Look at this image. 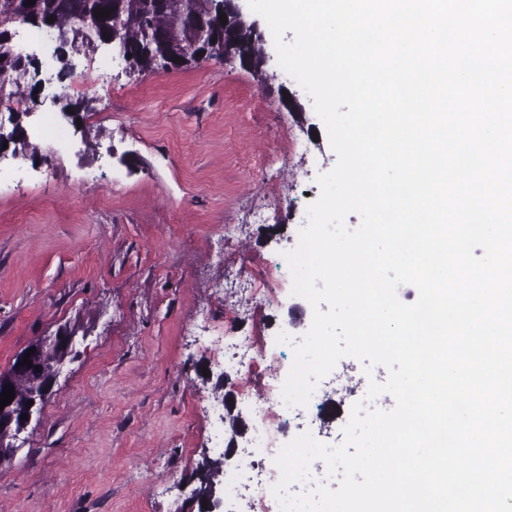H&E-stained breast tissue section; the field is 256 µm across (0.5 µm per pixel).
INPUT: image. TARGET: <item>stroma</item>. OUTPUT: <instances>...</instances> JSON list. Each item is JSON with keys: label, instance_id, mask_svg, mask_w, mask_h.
<instances>
[{"label": "stroma", "instance_id": "35a3bbf8", "mask_svg": "<svg viewBox=\"0 0 512 512\" xmlns=\"http://www.w3.org/2000/svg\"><path fill=\"white\" fill-rule=\"evenodd\" d=\"M256 24L264 84L221 57L103 72L102 50L73 54L75 72L42 71L98 93L19 96L35 150L0 181V372L59 327L79 343L0 465V512H198L204 459L232 441L225 470L247 468L253 403L224 348L264 338L271 370L287 374L276 336L300 337L313 312L272 265L296 248L317 178L337 162L310 96ZM51 113L65 147L43 132ZM270 278L273 298L255 302L254 284ZM216 398L241 414L236 437Z\"/></svg>", "mask_w": 512, "mask_h": 512}]
</instances>
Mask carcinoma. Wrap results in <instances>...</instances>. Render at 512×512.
I'll list each match as a JSON object with an SVG mask.
<instances>
[{"label": "carcinoma", "instance_id": "carcinoma-1", "mask_svg": "<svg viewBox=\"0 0 512 512\" xmlns=\"http://www.w3.org/2000/svg\"><path fill=\"white\" fill-rule=\"evenodd\" d=\"M26 0H0V76L7 78V86L0 85V92L8 90L14 96L20 87L31 78L33 63L20 62L14 55L13 43L8 32L24 23L37 11L52 25L61 53L91 50L82 31L80 18L83 14L101 9L110 11L103 19L105 30L134 55L132 67L140 72L154 70L156 57L168 56L189 62L198 51L199 23L211 19L215 43L209 49V56L224 55V24L211 16L214 0H34L27 7ZM234 51L249 59L251 68L262 84L270 80L264 63L263 45L254 37L249 28L238 30L232 38ZM30 376L11 364L8 371L0 373V388L14 387L15 398L12 407L0 411V419L21 415L28 405ZM13 435L0 427V464L12 461L15 448L11 444ZM223 465L221 460L205 462L197 470L198 486L193 494L200 498L209 496L215 487Z\"/></svg>", "mask_w": 512, "mask_h": 512}]
</instances>
